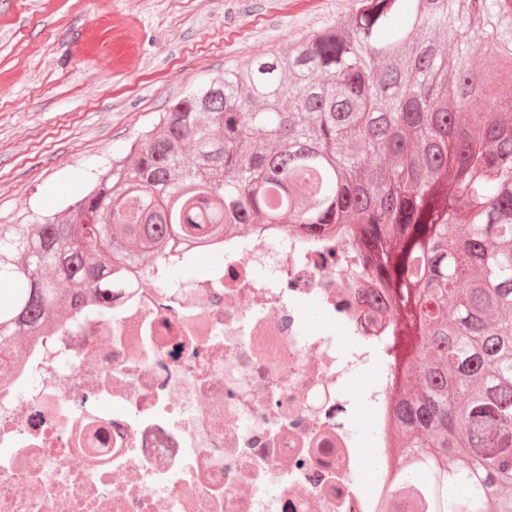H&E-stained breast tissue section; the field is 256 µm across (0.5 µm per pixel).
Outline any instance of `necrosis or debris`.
I'll return each mask as SVG.
<instances>
[{
  "instance_id": "4bbe7bcc",
  "label": "necrosis or debris",
  "mask_w": 512,
  "mask_h": 512,
  "mask_svg": "<svg viewBox=\"0 0 512 512\" xmlns=\"http://www.w3.org/2000/svg\"><path fill=\"white\" fill-rule=\"evenodd\" d=\"M347 250L283 224L228 232L222 262L173 284L201 251L170 253L32 337L0 377V512H375L400 366Z\"/></svg>"
}]
</instances>
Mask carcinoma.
<instances>
[{"label":"carcinoma","mask_w":512,"mask_h":512,"mask_svg":"<svg viewBox=\"0 0 512 512\" xmlns=\"http://www.w3.org/2000/svg\"><path fill=\"white\" fill-rule=\"evenodd\" d=\"M497 78L512 86V0H352L224 71L61 214L0 225V358L182 241L344 224L410 342L396 496L512 512V97Z\"/></svg>","instance_id":"cac0c4a2"}]
</instances>
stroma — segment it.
I'll return each mask as SVG.
<instances>
[{"instance_id":"35a3bbf8","label":"stroma","mask_w":512,"mask_h":512,"mask_svg":"<svg viewBox=\"0 0 512 512\" xmlns=\"http://www.w3.org/2000/svg\"><path fill=\"white\" fill-rule=\"evenodd\" d=\"M348 0H0V224L51 215L159 114Z\"/></svg>"}]
</instances>
